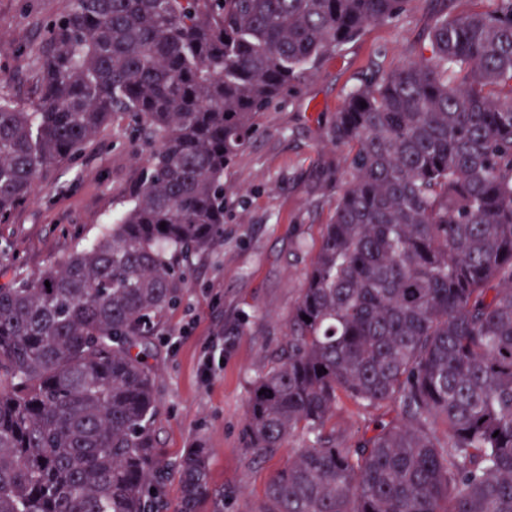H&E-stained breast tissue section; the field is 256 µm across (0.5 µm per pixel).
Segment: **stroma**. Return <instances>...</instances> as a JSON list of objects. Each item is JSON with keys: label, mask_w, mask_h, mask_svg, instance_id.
<instances>
[{"label": "stroma", "mask_w": 512, "mask_h": 512, "mask_svg": "<svg viewBox=\"0 0 512 512\" xmlns=\"http://www.w3.org/2000/svg\"><path fill=\"white\" fill-rule=\"evenodd\" d=\"M70 0H0V95L33 109L30 52L47 21ZM468 0H410L394 21L369 26L322 60L257 119V131L224 174V239L196 257L179 303L155 323L160 351L151 361L159 413L155 456L166 471L162 512H174L180 485L174 466L187 449L209 448L213 488L223 512H256L267 483L299 448L295 433L272 456L249 448L246 406L253 381L287 341V320L317 252L334 201L333 179L345 168L329 130L349 90L365 74L415 59L439 10L468 11ZM125 122L108 125L76 161L61 159L38 176L30 196L0 224V285L66 262L120 208L147 165ZM211 376L202 379L203 364ZM371 414L337 405L342 446L371 436Z\"/></svg>", "instance_id": "obj_1"}]
</instances>
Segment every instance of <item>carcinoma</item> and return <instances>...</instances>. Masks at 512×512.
<instances>
[{"mask_svg":"<svg viewBox=\"0 0 512 512\" xmlns=\"http://www.w3.org/2000/svg\"><path fill=\"white\" fill-rule=\"evenodd\" d=\"M409 2L71 0L47 23L35 108L0 97V223L111 121L150 155L117 221L0 286V512L159 506L152 327L224 234V171L261 112ZM472 2L336 113L347 173L245 416L260 455L313 440L257 512H512V0ZM344 399L398 415L340 448ZM177 473L175 512L215 498L208 449Z\"/></svg>","mask_w":512,"mask_h":512,"instance_id":"obj_1","label":"carcinoma"}]
</instances>
